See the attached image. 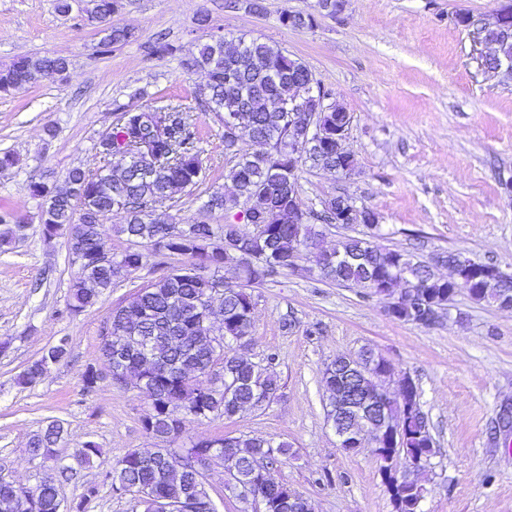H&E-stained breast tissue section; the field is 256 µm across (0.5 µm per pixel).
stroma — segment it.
Here are the masks:
<instances>
[{
  "label": "stroma",
  "mask_w": 512,
  "mask_h": 512,
  "mask_svg": "<svg viewBox=\"0 0 512 512\" xmlns=\"http://www.w3.org/2000/svg\"><path fill=\"white\" fill-rule=\"evenodd\" d=\"M256 14L229 0H118L109 22L91 19L90 0H0V70L24 56L61 55L64 78H41L0 95V153L16 163L0 169V209L23 229L0 249V477L36 486L49 464L29 459L30 436L50 421L64 427L59 460L73 464L76 448L95 442L100 455L80 483L63 485L64 501L84 485L95 497L86 512H136L134 495L113 494L104 475L127 451L148 452L155 439L142 427L147 397L111 379L100 330L112 309L158 274L154 247L139 244L140 269L114 282L97 305L67 310L76 273L65 235L45 239L42 199L31 182L59 186L68 170L98 165L94 146L126 105L179 102L203 128L204 177L160 209L171 224H222L233 214L207 210L214 191L232 194L224 129L204 112L202 70L181 59L219 36L257 37L277 45L315 72L331 101L352 116L344 142L353 173L303 168L298 193L305 209L346 193L378 216L375 245L416 254L448 276L437 256L459 251L512 272V79L484 74L481 45L454 22L480 17L498 0H349L339 18L318 15L316 0H264ZM312 13L313 27L283 26L284 11ZM131 29L134 40L100 51L107 26ZM174 54H153L157 39ZM295 271L252 285L255 302L248 354L272 363L281 389L259 410L229 420L185 421L174 445L220 435L285 442L287 459L273 466L276 482L309 498L314 512H394L389 487L370 449L340 448L326 419L320 384L324 366L370 345L417 386V400L435 442L422 474L420 512H512V310L473 300L457 288L436 325L401 322L385 301L321 280L308 256ZM68 339L69 354L49 364L35 384L17 376L49 348ZM99 374L85 392L86 367Z\"/></svg>",
  "instance_id": "35a3bbf8"
}]
</instances>
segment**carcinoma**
Returning a JSON list of instances; mask_svg holds the SVG:
<instances>
[{
  "label": "carcinoma",
  "instance_id": "carcinoma-1",
  "mask_svg": "<svg viewBox=\"0 0 512 512\" xmlns=\"http://www.w3.org/2000/svg\"><path fill=\"white\" fill-rule=\"evenodd\" d=\"M504 30L492 36L494 55L512 59V12L503 17ZM133 33L120 27H111L104 37L102 52H110L114 44L125 43ZM188 69H204L209 81L202 102L219 123L224 117H234L237 138L225 141L231 148L237 142L248 140L262 146V150L246 152L230 167L227 177L235 186L231 197L215 191L210 199L218 209L232 210L239 205L253 207L254 234L238 233L234 246L224 247V236L211 224L200 222L194 233L183 235L174 224L151 217L153 204L170 201L189 186L197 184L203 175L200 159L202 131L179 102H169L146 111L139 106L127 105L118 110L112 129L103 134L96 144V156L106 174L74 168L66 173L68 189L51 191L43 183L28 186L31 196L44 199L40 214L43 236L51 239L63 229L67 236L69 254H80L71 288L70 312L79 314L94 307L101 294L112 288L115 280L139 269L143 255L127 250L116 258L112 266L97 264L96 256L105 247L100 226L112 212L126 214V224L120 232L136 243H150L162 255H180L189 265H203L213 273L224 272L229 260L252 253L265 255L263 264L243 268L237 282L224 283V299L210 311L212 321L224 327V335L240 336L248 340L252 326L254 304L247 288L263 282L280 271L294 269L302 252L313 258L318 275L330 282L375 292L377 281H382L390 294L405 284L416 285L415 298L403 303L396 319L418 324V309L448 300V294L460 284L468 288L477 301H488L502 306L500 292L483 288L480 282L464 269L456 271L454 280L438 277L414 255L399 250L382 249L372 245L368 238H347L331 250L319 245L313 222L322 224H363L367 229L377 228L376 213L364 208L352 219L336 218L331 200L322 202V209L311 210V222L296 230L293 224H268L266 216L278 214L288 217V208L297 206L288 200V179L298 181L299 173L307 162L299 156L288 155V130L283 127L284 113L278 106L291 98H300L308 112L318 111L317 102L304 94L295 82L297 71L305 64L288 56L282 48L258 38H238L229 45L225 42L205 44L183 61ZM68 70V61L60 56H25L0 71V93L9 94L38 78L60 76ZM142 156L138 165L124 162L122 153ZM203 285L177 267L160 274L146 287L139 289L132 300L112 311L108 319L112 344L101 346L102 356L113 365L114 353H120L123 367L134 374L139 369L137 343L148 342L154 358L182 371L180 375L152 376V413L142 423L149 436L167 440L178 437L184 419H231L241 410L260 408L256 400L280 390L278 377L272 367L275 357H267L262 366L236 352L233 346H224V362L219 373L230 371L238 384L228 391L220 383L208 393L195 388L200 377L212 379L208 369L209 358L205 347L206 333L200 329L201 295ZM68 353V339L50 348L41 359L31 363L18 376V383L32 385L43 375L45 365L57 363ZM321 385L334 403L342 383L336 371H322ZM385 414L394 424L411 420L407 401L390 399ZM61 424L53 422L33 435L27 452L33 459H42L55 452L63 436ZM209 443L223 449L220 462L224 471L233 473L244 482L254 478L260 466H272L288 456V445L279 443L266 446L263 440L246 436L216 437ZM157 448L146 454L130 450L112 464L106 478L122 476L134 490L146 497L155 494L173 503H185L193 497L208 494L205 483L191 475L179 480L166 478L168 464L179 459L191 466L193 449ZM376 447L381 458L393 460L397 455L408 457L414 451L434 453L431 436L409 428L400 447L388 448L384 441ZM71 466L60 465L55 475L44 478L37 486L38 512H59L60 483L71 479ZM399 512H417L418 492L410 486H391ZM13 503L10 512H28L26 492L14 484L0 483V503Z\"/></svg>",
  "mask_w": 512,
  "mask_h": 512
}]
</instances>
